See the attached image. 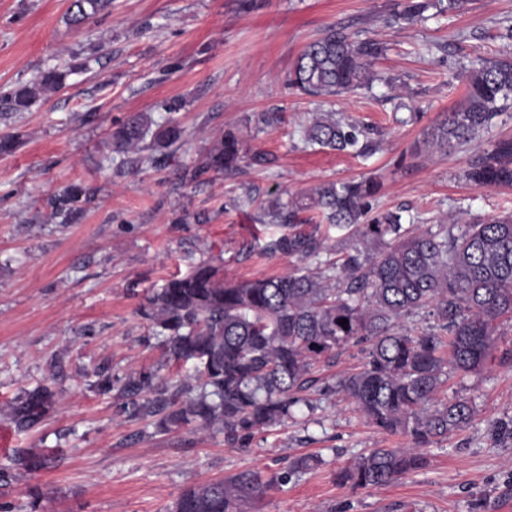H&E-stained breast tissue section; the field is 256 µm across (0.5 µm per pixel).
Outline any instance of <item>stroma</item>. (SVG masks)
<instances>
[{"label":"stroma","mask_w":512,"mask_h":512,"mask_svg":"<svg viewBox=\"0 0 512 512\" xmlns=\"http://www.w3.org/2000/svg\"><path fill=\"white\" fill-rule=\"evenodd\" d=\"M72 0H0V91L39 70L90 52L39 108L0 119L16 149L0 156V512H166L187 488L248 468L277 472L313 455L320 465L267 490L250 512H512V363L452 377L449 397L475 405L464 429L424 450L426 466L381 487L354 490L334 474L371 448L406 439L366 424L328 391L362 363L349 345L322 368L308 393L313 410L231 448L219 432L156 431L121 412L111 375L157 370L160 380L191 373L168 361L138 309L173 273L201 262L225 279L280 275L290 263L263 255L277 234L260 220L269 192L296 194L321 183L373 176L380 208L431 224L470 223L512 212V187L480 189L464 178L471 158L512 135V110L452 152L412 156L427 127L456 107L459 77L473 62L505 52L512 0H468L462 11L414 25L388 20L392 0H112L82 29L67 25ZM385 43L376 69L394 80L368 94L336 98L347 118L381 128L370 157L310 148L300 136L318 99L286 79L303 46L330 26ZM179 104L171 113L167 104ZM177 119L188 133L169 162L148 151L104 167L110 130L129 113ZM281 113L270 126L258 114ZM244 158L230 171L182 179L225 129ZM57 401L38 424L8 415L40 385ZM39 454L46 468L14 459Z\"/></svg>","instance_id":"1"}]
</instances>
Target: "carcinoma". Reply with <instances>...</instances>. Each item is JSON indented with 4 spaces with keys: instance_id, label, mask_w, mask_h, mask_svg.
I'll use <instances>...</instances> for the list:
<instances>
[{
    "instance_id": "obj_1",
    "label": "carcinoma",
    "mask_w": 512,
    "mask_h": 512,
    "mask_svg": "<svg viewBox=\"0 0 512 512\" xmlns=\"http://www.w3.org/2000/svg\"><path fill=\"white\" fill-rule=\"evenodd\" d=\"M110 0H75L68 23L78 26L103 11ZM467 0H399L394 20L414 23L431 7L461 11ZM385 46L331 27L308 42L288 76L298 95L332 98L374 84L390 85L374 65ZM87 66L80 54L67 68L49 67L33 80L0 94V112H30L60 90L70 72ZM463 101L424 132L415 147L450 150L490 128L512 109V58L481 60L467 69ZM377 131L336 112L315 113L301 130L309 146L366 158L377 146ZM176 120L157 124L148 112L128 114L109 134L112 154L168 150L184 141ZM242 159V141L224 132L204 161L183 171L193 182L209 170H232ZM479 188L512 186V137L496 141L473 158L464 172ZM381 183L373 178L326 182L282 199L269 194L263 223L282 228L262 247L269 256L304 261L332 254L321 225L298 223L299 213L316 210L327 226L347 232L356 243L336 259L315 268L240 281H226L218 267L202 262L174 275L146 297L141 315L163 336L168 359L192 364L194 374L173 384L158 381L152 370H139L119 385L107 377L104 391L117 390L130 419H149L156 430L191 426L219 430L241 448L254 433L292 417L307 401L302 393L316 379V368L329 366L349 345L367 344L363 366L343 373L327 389L344 395L374 427L409 437L405 448H372L336 472L352 489L389 484L426 465L422 449L466 427L474 414L471 401H443L439 394L452 373H480L495 359L497 322L512 321V215L474 220L458 232L446 224H405L402 211L373 206ZM422 311L433 316L442 333L412 334L397 327L400 319ZM348 320L347 325L340 320ZM56 401L42 385L12 406L8 414L28 428ZM318 465L312 457L295 459L266 477L247 469L222 480L185 489L167 512H244V507L275 484Z\"/></svg>"
}]
</instances>
